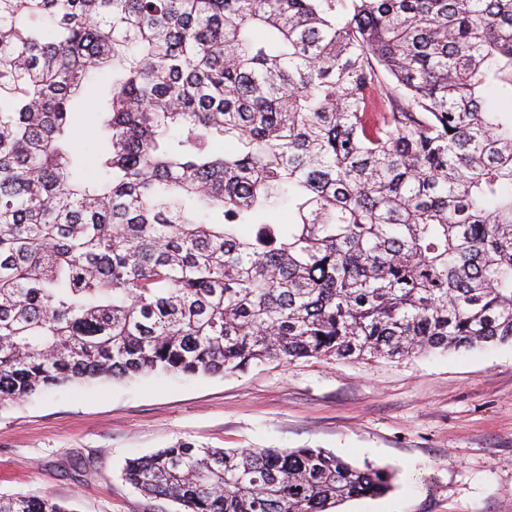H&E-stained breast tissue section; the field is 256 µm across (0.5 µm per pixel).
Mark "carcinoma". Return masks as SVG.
I'll use <instances>...</instances> for the list:
<instances>
[{"label":"carcinoma","mask_w":512,"mask_h":512,"mask_svg":"<svg viewBox=\"0 0 512 512\" xmlns=\"http://www.w3.org/2000/svg\"><path fill=\"white\" fill-rule=\"evenodd\" d=\"M104 71L90 178L73 115ZM509 341L512 0H0V406ZM123 474L185 512L394 479L186 441Z\"/></svg>","instance_id":"carcinoma-1"}]
</instances>
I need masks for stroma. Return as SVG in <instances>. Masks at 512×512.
<instances>
[{"instance_id": "stroma-1", "label": "stroma", "mask_w": 512, "mask_h": 512, "mask_svg": "<svg viewBox=\"0 0 512 512\" xmlns=\"http://www.w3.org/2000/svg\"><path fill=\"white\" fill-rule=\"evenodd\" d=\"M180 440L322 448L395 473L386 495L340 512H512V343L57 387L0 407V494H49L71 512H182L122 477L126 459Z\"/></svg>"}]
</instances>
